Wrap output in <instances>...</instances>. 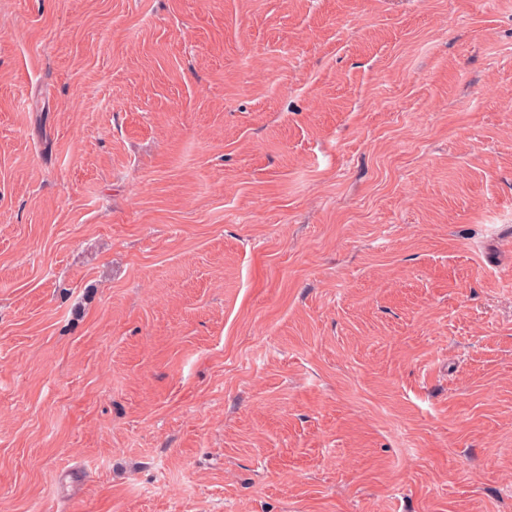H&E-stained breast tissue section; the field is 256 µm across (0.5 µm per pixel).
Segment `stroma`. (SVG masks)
<instances>
[{
  "label": "stroma",
  "mask_w": 512,
  "mask_h": 512,
  "mask_svg": "<svg viewBox=\"0 0 512 512\" xmlns=\"http://www.w3.org/2000/svg\"><path fill=\"white\" fill-rule=\"evenodd\" d=\"M512 0H0V512H512Z\"/></svg>",
  "instance_id": "obj_1"
}]
</instances>
